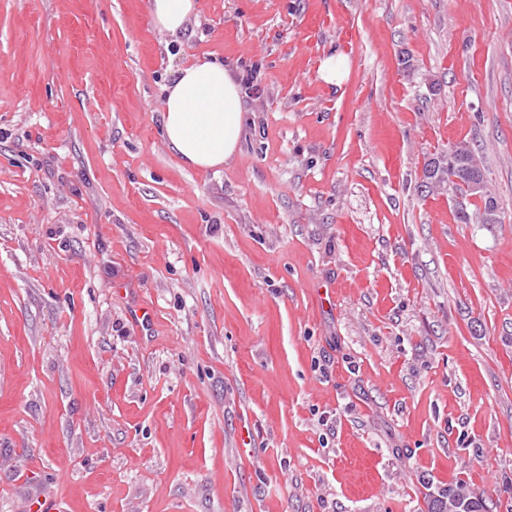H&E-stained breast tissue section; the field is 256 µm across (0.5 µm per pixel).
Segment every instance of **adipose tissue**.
Listing matches in <instances>:
<instances>
[{
    "instance_id": "1",
    "label": "adipose tissue",
    "mask_w": 512,
    "mask_h": 512,
    "mask_svg": "<svg viewBox=\"0 0 512 512\" xmlns=\"http://www.w3.org/2000/svg\"><path fill=\"white\" fill-rule=\"evenodd\" d=\"M157 28L178 36L195 0H150ZM242 91L223 64L197 59L180 67L165 88L162 137L169 149L198 169L222 167L243 132Z\"/></svg>"
}]
</instances>
